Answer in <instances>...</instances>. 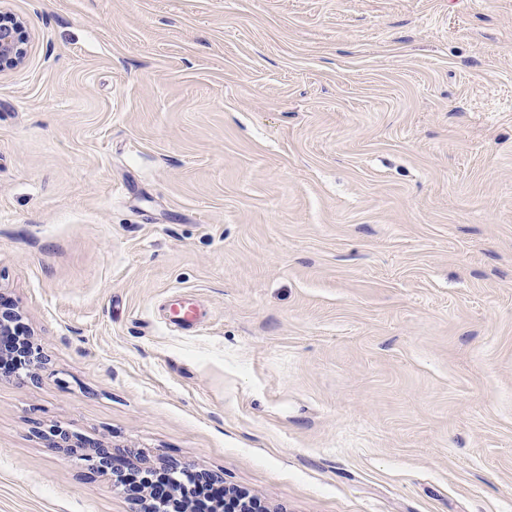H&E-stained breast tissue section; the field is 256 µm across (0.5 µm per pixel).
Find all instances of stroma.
<instances>
[{
  "mask_svg": "<svg viewBox=\"0 0 512 512\" xmlns=\"http://www.w3.org/2000/svg\"><path fill=\"white\" fill-rule=\"evenodd\" d=\"M0 9V297L44 358L0 374V512H138L101 444L268 512H512V0ZM27 55L25 22L0 10V72L18 67ZM84 460L98 474L106 477L112 475V481H114V477H117L118 469L115 468V461L109 448L97 446L92 453L85 456Z\"/></svg>",
  "mask_w": 512,
  "mask_h": 512,
  "instance_id": "stroma-1",
  "label": "stroma"
}]
</instances>
